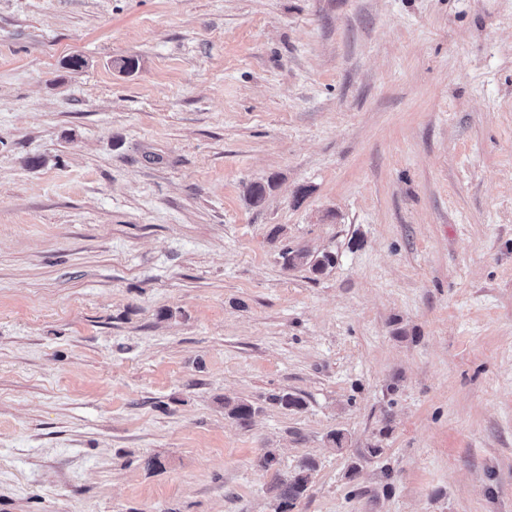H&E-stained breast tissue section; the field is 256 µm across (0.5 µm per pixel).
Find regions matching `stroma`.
Returning <instances> with one entry per match:
<instances>
[{"instance_id": "35a3bbf8", "label": "stroma", "mask_w": 512, "mask_h": 512, "mask_svg": "<svg viewBox=\"0 0 512 512\" xmlns=\"http://www.w3.org/2000/svg\"><path fill=\"white\" fill-rule=\"evenodd\" d=\"M304 461L292 512H512V0H0V512ZM281 257L283 265L288 268L308 266L315 274H323L336 264V257L332 253H322L320 256L311 258V255L303 249L285 248Z\"/></svg>"}]
</instances>
